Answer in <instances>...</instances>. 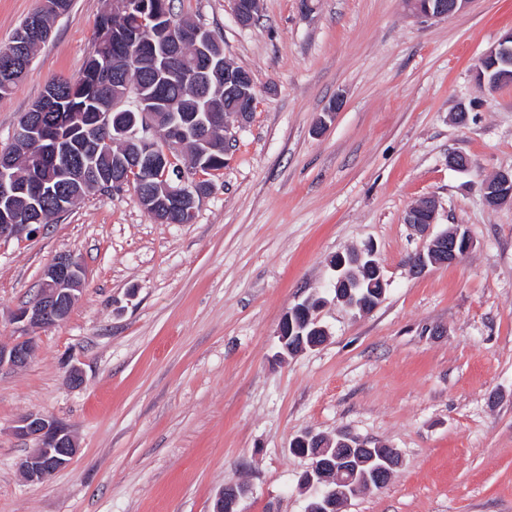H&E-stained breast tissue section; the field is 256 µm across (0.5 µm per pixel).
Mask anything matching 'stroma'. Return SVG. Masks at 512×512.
I'll return each instance as SVG.
<instances>
[{
  "mask_svg": "<svg viewBox=\"0 0 512 512\" xmlns=\"http://www.w3.org/2000/svg\"><path fill=\"white\" fill-rule=\"evenodd\" d=\"M109 9L71 0L53 20L0 100V151L49 80L81 77ZM174 11L251 74L252 117L231 124L190 223L155 221L128 189L0 240L2 345L54 258L86 271L67 317L29 329V362L0 370V512H212L227 484L249 490L240 512H305L308 461L290 443L307 431L400 456L384 488L342 512H512V204L480 193L512 171V85L492 92L475 74L512 31V0L436 19L405 0H260L248 27L232 0ZM452 154L470 169L450 168ZM428 197L433 232L462 226L474 246L416 275L424 238L404 216ZM368 244L387 288L358 314L334 302L330 260ZM314 294L327 340L276 361L283 316ZM28 413L78 446L41 483L19 467Z\"/></svg>",
  "mask_w": 512,
  "mask_h": 512,
  "instance_id": "obj_1",
  "label": "stroma"
}]
</instances>
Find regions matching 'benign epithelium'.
<instances>
[{
	"mask_svg": "<svg viewBox=\"0 0 512 512\" xmlns=\"http://www.w3.org/2000/svg\"><path fill=\"white\" fill-rule=\"evenodd\" d=\"M470 0H410L414 12L424 18H441L463 10ZM234 13L237 21L243 26L254 23L259 0H233ZM196 44L199 65L195 70L186 73L200 90L209 86L210 75L224 72V99L233 101L231 109L219 114L207 112L202 118L204 127H214L228 123L233 118L244 123L250 118L255 103L253 81L250 73L233 65L228 60H217L209 51V40L197 29L191 33ZM120 42L129 51L139 54L145 51L141 38V29L130 28L117 33L103 29L99 38V50H105L109 42ZM180 41L169 37L160 44H151L155 61L166 72L174 71V64L179 58ZM512 53V33L503 37L498 45L485 52L479 61V75L488 79L492 86L512 83V62H508ZM164 112H142L139 122L134 128L118 129L119 138L137 144L140 150L137 154L126 159L121 158L112 175V189L122 191L126 188L133 190L144 211L157 221H166L173 213L179 214L190 221L195 215L200 199L209 191V186L195 178L196 170L186 164L178 167V178L175 181L161 177L163 183L158 190H152L140 180L141 171L155 167L156 151H161L164 161H173L174 157L182 154L185 143L182 130L165 120ZM8 163L0 155V196L6 198L18 189L8 178ZM482 198L485 204L496 208L504 203H512V172H502L494 179L481 184ZM437 203L428 198L407 211L404 221L411 224L424 235L430 234L435 223ZM31 231L29 224H17L12 215L0 213V239L20 236ZM473 241L467 240L466 248L459 252L456 245L448 243V236L437 234L430 238L426 247L411 257L410 265L415 273L421 274L428 268L446 265L459 261L472 248ZM356 264L365 263L373 267L380 286L379 297H384L386 281L371 248L356 251L352 255ZM85 281L84 267L70 255L56 257L45 269L37 295L27 304L19 308L14 321L18 329L26 331L30 326L50 328L63 320L82 291ZM314 308L310 301L295 306L288 311L279 326L278 338L283 351L277 354L281 361L286 360L288 349V334L294 328L293 318L301 316L308 323L314 324V331L327 335L326 329L313 318ZM32 341L25 336L22 340L5 349L0 347V370L18 368L26 365L32 353ZM18 436L35 442L34 448L20 462V468L31 482H42L57 470L67 466L77 452L76 444L70 431L62 424L37 413H29L21 417L15 429ZM320 436L306 432L293 439L291 449L310 460L308 468L301 476V482H309L312 487H321L323 492L315 497L316 503L307 507V512H337L343 501L362 494H368L375 488L383 487V483L372 485L364 482L358 471L347 466H338L331 472L321 470L317 461L318 455L312 449L318 447ZM244 493L227 484L217 495L215 512H220L224 503H229V509H238Z\"/></svg>",
	"mask_w": 512,
	"mask_h": 512,
	"instance_id": "7a95c632",
	"label": "benign epithelium"
}]
</instances>
